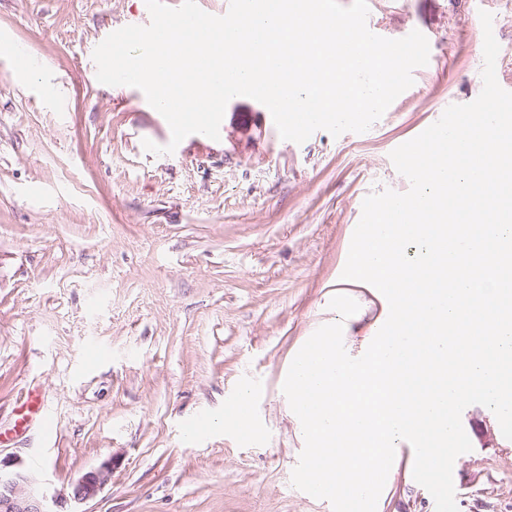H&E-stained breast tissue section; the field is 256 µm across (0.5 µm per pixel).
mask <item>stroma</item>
<instances>
[{"label":"stroma","instance_id":"obj_1","mask_svg":"<svg viewBox=\"0 0 512 512\" xmlns=\"http://www.w3.org/2000/svg\"><path fill=\"white\" fill-rule=\"evenodd\" d=\"M367 26L429 37V61L366 132L281 139L258 101L232 98L219 139L186 138L121 86L93 45L144 25L140 0H0V458L70 494L110 460L85 512H332L293 486L303 450L282 386L290 354L325 321L364 198L408 191L390 159L482 89L480 11L512 88V0H367ZM39 60L12 77L10 49ZM55 83L62 103L36 87ZM41 183L40 198L27 196ZM250 387L261 440L224 430ZM44 417L15 424L31 393ZM458 512H512V440L481 405L461 416ZM198 422L196 435L185 425ZM377 512H436L395 458ZM112 477V461L103 462L96 468H93L72 485L71 499L75 503H83L93 499L104 488Z\"/></svg>","mask_w":512,"mask_h":512}]
</instances>
